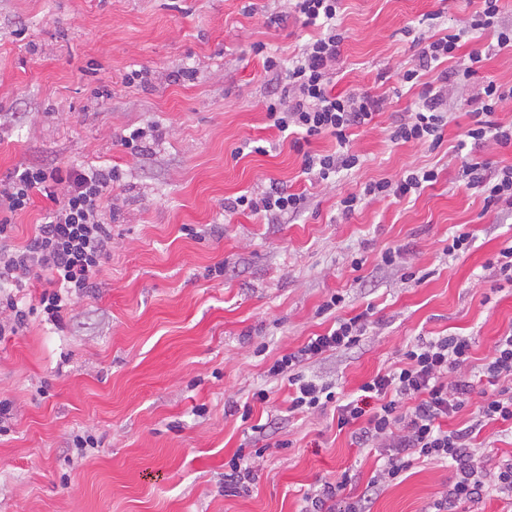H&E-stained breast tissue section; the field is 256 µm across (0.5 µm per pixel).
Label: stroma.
<instances>
[{
  "mask_svg": "<svg viewBox=\"0 0 512 512\" xmlns=\"http://www.w3.org/2000/svg\"><path fill=\"white\" fill-rule=\"evenodd\" d=\"M479 0H342L347 38L336 89L386 97L350 144L359 168L310 185L300 154L269 128L277 91L252 51L293 57L315 29L295 18L270 23L286 0H0V180L32 165L113 167L112 252L100 288L73 299L62 326L30 319L0 336V400L11 420L0 434V512H301L304 492L355 476L365 493L377 459L336 427L333 408L290 413L288 382L268 367L330 322L318 309L332 293L342 316L370 311L359 347L329 352L306 374L357 393L393 367L419 337H471L476 363L512 329V283L487 268L512 245V219L484 209L459 186V136L470 113L448 116L430 151L390 134L417 96L401 73L437 13L455 33ZM465 37L458 61L484 57L460 82L458 102L491 80L512 81V48L486 52ZM147 69L152 85L127 84ZM111 91L96 97V87ZM157 126L143 152L116 142L127 127ZM434 169L436 183L352 215L339 201L369 181ZM309 194L307 209L278 224L224 201L270 183ZM472 234L468 252L444 255L449 236ZM401 251L395 266L383 253ZM363 259L353 270V259ZM224 274L211 277L215 266ZM267 389L268 403L253 402ZM90 434L96 447L77 448ZM256 474L249 492L224 486L237 452ZM455 471L412 461L370 496V512H427Z\"/></svg>",
  "mask_w": 512,
  "mask_h": 512,
  "instance_id": "obj_1",
  "label": "stroma"
}]
</instances>
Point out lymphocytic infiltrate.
I'll return each mask as SVG.
<instances>
[{
	"label": "lymphocytic infiltrate",
	"instance_id": "lymphocytic-infiltrate-1",
	"mask_svg": "<svg viewBox=\"0 0 512 512\" xmlns=\"http://www.w3.org/2000/svg\"><path fill=\"white\" fill-rule=\"evenodd\" d=\"M340 2L292 0L294 15L304 24L316 26L319 33L291 62L265 54L263 46L255 48L264 57L266 74L281 89L280 95L267 103L266 117L278 132H293V146L303 153V172L316 182L361 166L362 158L351 149L348 132L369 124L383 107L382 99L369 91H335L336 60L346 39L337 22ZM459 42L456 33L425 38L403 80L412 82L435 62L455 58ZM469 74L466 67L440 73L436 84L425 86L407 119L396 125L392 140L437 149L448 123L451 86ZM511 100L512 85L488 82L479 107L472 112L471 124L462 133L461 142L470 152L457 180L478 190L488 211L503 204L512 206V166L494 169L480 157L486 147L512 146V124L491 119L499 106ZM322 134L336 139V150L325 154L305 150V141ZM437 177L436 170L419 169L406 171L395 181L375 180L366 184L363 192L343 196L340 206L349 214L372 200L402 199L436 182ZM121 179V172L112 167L86 170L30 165L0 181V310L7 314L0 320L1 336L23 327L36 311L47 321L60 323L74 297L97 288V277L112 245V231L106 222L108 190ZM38 195L49 199L52 206L26 243L13 245L14 221L30 209ZM307 200L306 193H291L273 183L260 197L243 195L228 201L224 211L233 214L247 209L269 220L287 219L300 214ZM41 278L47 288L41 292L38 306L27 305L26 289ZM343 302V295L331 294L319 312L333 315L332 326L309 337L296 351L277 358L267 370L269 376L287 379L290 411L304 413L335 403L337 427L352 428L356 444L378 452L383 461L368 484L369 490L397 479L411 460L421 459L446 463L455 470L448 489L433 501L434 512H454L486 489L512 501V458L491 467L477 463L471 444L474 433L488 423H512V332L496 341L491 358L478 368L472 362L468 337L418 339L407 345L396 366L378 371L361 385L360 399L344 402L331 386L304 371L311 360L348 350L364 336L366 314L339 316ZM476 370L497 386V394L480 406L470 428L445 430V420L466 406ZM350 481V473L345 472L336 483L307 492L304 512H366L364 501L345 496Z\"/></svg>",
	"mask_w": 512,
	"mask_h": 512
}]
</instances>
